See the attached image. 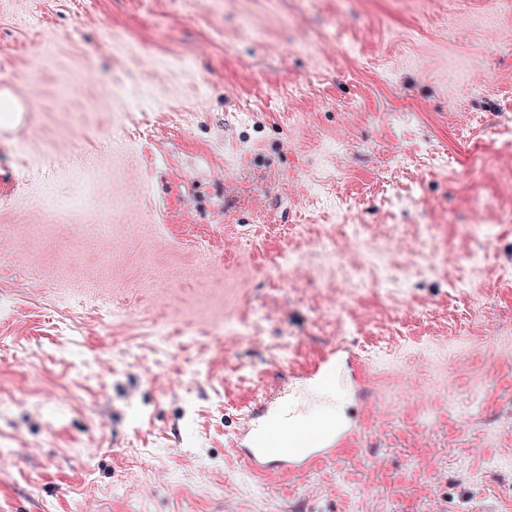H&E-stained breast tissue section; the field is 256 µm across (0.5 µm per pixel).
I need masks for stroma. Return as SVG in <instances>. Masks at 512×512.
I'll return each mask as SVG.
<instances>
[{
	"label": "stroma",
	"instance_id": "stroma-1",
	"mask_svg": "<svg viewBox=\"0 0 512 512\" xmlns=\"http://www.w3.org/2000/svg\"><path fill=\"white\" fill-rule=\"evenodd\" d=\"M4 97L0 512H512V0H0ZM331 350L301 401L359 433L250 476L244 413ZM483 163V156L477 153L468 155L448 154V172L464 176L475 172Z\"/></svg>",
	"mask_w": 512,
	"mask_h": 512
}]
</instances>
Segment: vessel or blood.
I'll use <instances>...</instances> for the list:
<instances>
[{
    "label": "vessel or blood",
    "instance_id": "obj_1",
    "mask_svg": "<svg viewBox=\"0 0 512 512\" xmlns=\"http://www.w3.org/2000/svg\"><path fill=\"white\" fill-rule=\"evenodd\" d=\"M356 424L326 413L310 420L290 397L264 399L259 414L241 422L232 442L247 472L266 477L300 473L347 446Z\"/></svg>",
    "mask_w": 512,
    "mask_h": 512
}]
</instances>
